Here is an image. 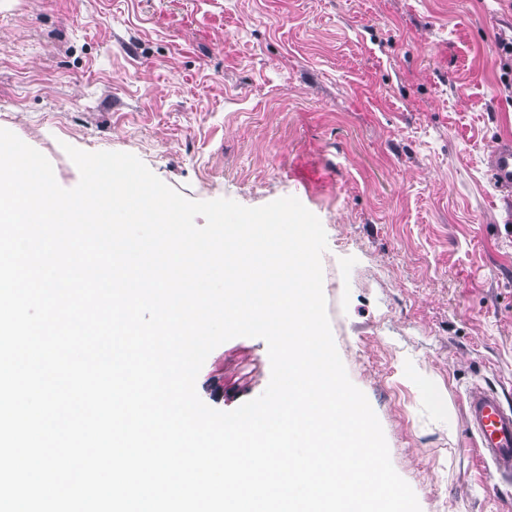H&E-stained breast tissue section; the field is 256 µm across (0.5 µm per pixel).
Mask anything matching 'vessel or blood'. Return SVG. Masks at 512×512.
Masks as SVG:
<instances>
[{"label":"vessel or blood","mask_w":512,"mask_h":512,"mask_svg":"<svg viewBox=\"0 0 512 512\" xmlns=\"http://www.w3.org/2000/svg\"><path fill=\"white\" fill-rule=\"evenodd\" d=\"M487 172L495 187L512 198V140L497 142L487 157ZM465 418L481 458L499 475H512V408L496 393L476 387L465 402Z\"/></svg>","instance_id":"vessel-or-blood-1"}]
</instances>
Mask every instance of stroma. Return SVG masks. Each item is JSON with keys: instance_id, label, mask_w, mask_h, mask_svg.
I'll list each match as a JSON object with an SVG mask.
<instances>
[{"instance_id": "1", "label": "stroma", "mask_w": 512, "mask_h": 512, "mask_svg": "<svg viewBox=\"0 0 512 512\" xmlns=\"http://www.w3.org/2000/svg\"><path fill=\"white\" fill-rule=\"evenodd\" d=\"M499 0H0V128L137 156L192 200L296 197L322 223L323 291L350 380L421 512H512L463 412L512 407V202L484 154L512 138ZM267 344L216 347L196 381L231 411Z\"/></svg>"}]
</instances>
